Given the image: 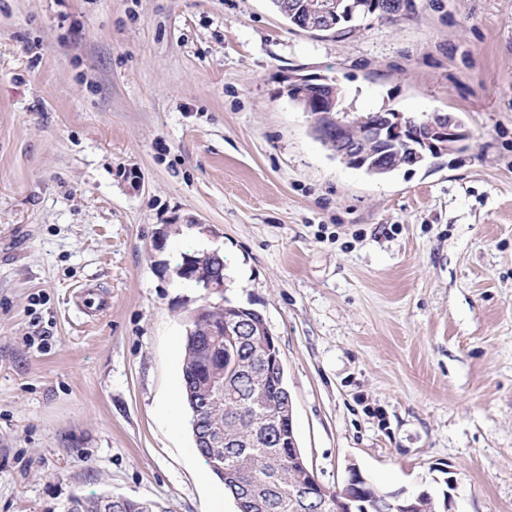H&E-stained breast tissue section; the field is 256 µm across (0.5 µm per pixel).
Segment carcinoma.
<instances>
[{"mask_svg": "<svg viewBox=\"0 0 512 512\" xmlns=\"http://www.w3.org/2000/svg\"><path fill=\"white\" fill-rule=\"evenodd\" d=\"M191 255L197 258L198 264L194 283L206 288L212 278L224 276L222 256H207L203 251H193ZM224 318L225 308L215 304L186 337L181 398L189 405V391L197 396L199 391L209 390L215 379L228 382L238 405L230 410L223 403L209 405L200 420L205 429L222 426L224 433L233 439L250 441L267 432L264 416L268 409L260 407L258 397L262 395L267 401L275 402L279 391L271 380L264 379L267 363L255 352L249 337L238 336L236 342L230 344L212 335L213 330L224 329ZM194 444L212 474L231 469L242 486L249 489L250 494L243 498L242 486L224 484V493L232 499L237 512H303L301 504H294L288 498V489L296 480V472L288 464L291 449L272 443L263 448H233L227 441L222 448H208L201 439Z\"/></svg>", "mask_w": 512, "mask_h": 512, "instance_id": "cac0c4a2", "label": "carcinoma"}]
</instances>
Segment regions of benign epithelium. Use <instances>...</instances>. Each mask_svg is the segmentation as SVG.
Instances as JSON below:
<instances>
[{
  "instance_id": "obj_1",
  "label": "benign epithelium",
  "mask_w": 512,
  "mask_h": 512,
  "mask_svg": "<svg viewBox=\"0 0 512 512\" xmlns=\"http://www.w3.org/2000/svg\"><path fill=\"white\" fill-rule=\"evenodd\" d=\"M380 10V0H314L305 13L293 18L296 26L317 36H335L342 32L341 19L368 16ZM288 94L307 102V113L312 119L315 136L328 146L345 164L377 171L387 169L388 159L394 153H404L406 163L414 166L427 156H440L463 151L470 132L451 113H437L423 123H417L401 112L387 110L370 120H362L360 134H355L356 122L332 119L339 112L340 88L325 76L295 74L288 77ZM249 324L229 317L224 322V335L248 336ZM257 350L268 364V372L283 379V364L276 340L271 332L260 327ZM271 433L277 439H286L292 448L291 461L296 467L297 480L293 497L313 508V512H432L433 496L426 490L409 493L406 490L385 492L377 488L361 469L353 464L345 486L333 491L318 480L299 450L293 429L288 432L271 422ZM126 498L105 494L101 496L103 512H124Z\"/></svg>"
}]
</instances>
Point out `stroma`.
<instances>
[{"label": "stroma", "instance_id": "1", "mask_svg": "<svg viewBox=\"0 0 512 512\" xmlns=\"http://www.w3.org/2000/svg\"><path fill=\"white\" fill-rule=\"evenodd\" d=\"M318 37L270 0H0V512L109 492L235 512L179 401L190 311L263 314L326 487L512 512V0H413ZM458 116L378 178L288 97ZM216 250L223 295L176 278Z\"/></svg>", "mask_w": 512, "mask_h": 512}]
</instances>
